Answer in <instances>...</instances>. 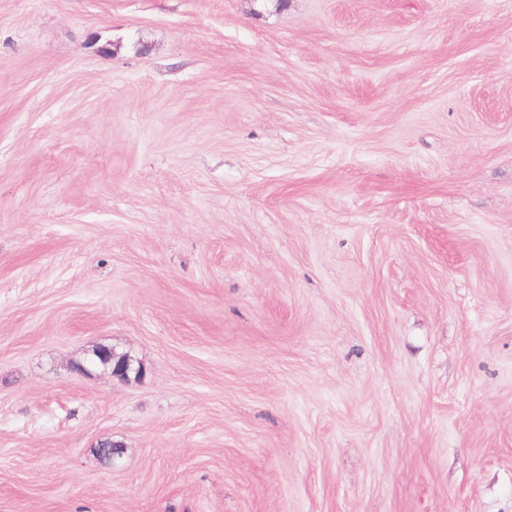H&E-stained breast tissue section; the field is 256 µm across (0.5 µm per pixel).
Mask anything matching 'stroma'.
I'll return each mask as SVG.
<instances>
[{"instance_id":"obj_1","label":"stroma","mask_w":512,"mask_h":512,"mask_svg":"<svg viewBox=\"0 0 512 512\" xmlns=\"http://www.w3.org/2000/svg\"><path fill=\"white\" fill-rule=\"evenodd\" d=\"M0 512H512V0H0ZM99 365L109 369L113 377L123 380L128 379L132 372L139 373V368L131 370L128 358L124 356L117 357L112 348L109 347H98L92 350L91 355L76 366V370L82 374H90Z\"/></svg>"}]
</instances>
